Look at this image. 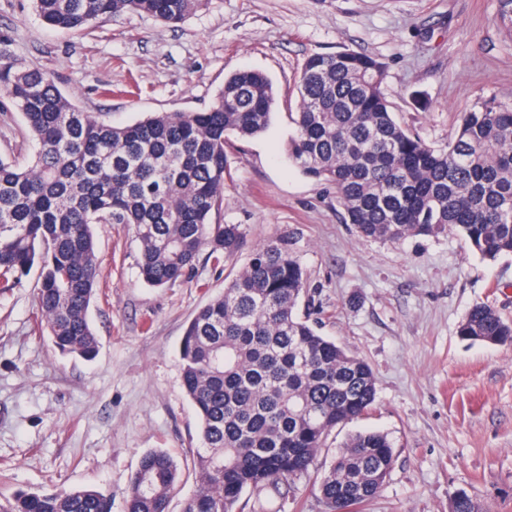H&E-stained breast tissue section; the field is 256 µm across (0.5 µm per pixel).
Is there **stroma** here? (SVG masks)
Returning a JSON list of instances; mask_svg holds the SVG:
<instances>
[{"mask_svg": "<svg viewBox=\"0 0 512 512\" xmlns=\"http://www.w3.org/2000/svg\"><path fill=\"white\" fill-rule=\"evenodd\" d=\"M497 12L498 0H206L176 27L127 13L69 33L45 26L34 0H0V60L54 72L83 111L116 127L199 110L244 67L272 80L279 113L230 153L234 180L218 220L245 225L252 247L291 244L323 309L322 334L371 365L377 394L367 417L328 436L293 500H269L268 512H322L312 481L363 429L388 433L396 463L362 512H450L460 491L488 512H512V345L458 333L480 302L512 320V255L483 259L452 228L398 242L359 236L341 221L335 188L287 155L295 80L315 53L379 58L396 120L436 146L477 103H512V33ZM35 150L0 94V158L25 162ZM93 232V360L60 354L39 326L37 272L0 289V492L86 486L125 512L141 456L161 449L182 465L169 512H183L199 423L182 387L180 340L248 255L221 270L199 262L187 282L157 288L139 275L131 228Z\"/></svg>", "mask_w": 512, "mask_h": 512, "instance_id": "obj_1", "label": "stroma"}]
</instances>
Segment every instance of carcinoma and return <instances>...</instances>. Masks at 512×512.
<instances>
[{
	"instance_id": "cac0c4a2",
	"label": "carcinoma",
	"mask_w": 512,
	"mask_h": 512,
	"mask_svg": "<svg viewBox=\"0 0 512 512\" xmlns=\"http://www.w3.org/2000/svg\"><path fill=\"white\" fill-rule=\"evenodd\" d=\"M46 26L82 32L125 13L182 23L204 0H35ZM386 66L350 50L309 56L296 81L288 157L336 190L344 223L366 238L400 241L456 229L488 260L512 254V105L481 102L454 137L433 146L400 125ZM0 88L38 144L24 166L0 159V288L39 269L36 303L54 347L91 359L88 311L99 278L93 225L131 224L138 268L153 287L185 282L200 256L214 267L242 251V224H217L233 179L230 137L265 133L270 79L240 69L194 112H159L114 127L82 111L54 75L0 64ZM307 313L297 314L299 304ZM314 295L284 243L254 247L222 293L188 323L182 385L199 418L196 489L184 512H233L253 491L285 500L310 476L329 434L368 414L370 364L319 332ZM462 338L512 344V320L488 303L469 311ZM395 464L389 435L351 434L314 487L323 512H356ZM179 469L163 450L131 475L125 512H167ZM0 512H112V495L86 487L0 494ZM451 512H485L464 491Z\"/></svg>"
}]
</instances>
